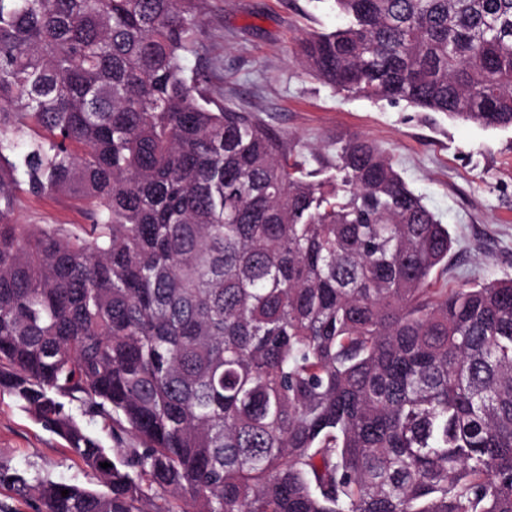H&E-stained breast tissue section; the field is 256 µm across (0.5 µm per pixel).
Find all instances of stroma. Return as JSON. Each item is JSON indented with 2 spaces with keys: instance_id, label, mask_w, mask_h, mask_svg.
I'll return each instance as SVG.
<instances>
[{
  "instance_id": "stroma-1",
  "label": "stroma",
  "mask_w": 512,
  "mask_h": 512,
  "mask_svg": "<svg viewBox=\"0 0 512 512\" xmlns=\"http://www.w3.org/2000/svg\"><path fill=\"white\" fill-rule=\"evenodd\" d=\"M334 0H209L186 64L207 71L214 100L255 113L288 136L319 168L326 143L365 137L392 157L408 186L454 240L438 286L468 288L512 278V129L425 112L406 102H374L336 91L309 74L296 54L306 33L341 25ZM22 224H80L71 200L22 195ZM0 463L101 490L96 475L8 394L0 393Z\"/></svg>"
}]
</instances>
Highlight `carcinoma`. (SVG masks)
<instances>
[{
	"mask_svg": "<svg viewBox=\"0 0 512 512\" xmlns=\"http://www.w3.org/2000/svg\"><path fill=\"white\" fill-rule=\"evenodd\" d=\"M335 2L309 73L512 128V0ZM206 5L0 0V393L106 491L0 485L34 512H512V279L433 287L448 227L369 140L320 179L211 107ZM21 192L85 223L20 224Z\"/></svg>",
	"mask_w": 512,
	"mask_h": 512,
	"instance_id": "1",
	"label": "carcinoma"
}]
</instances>
